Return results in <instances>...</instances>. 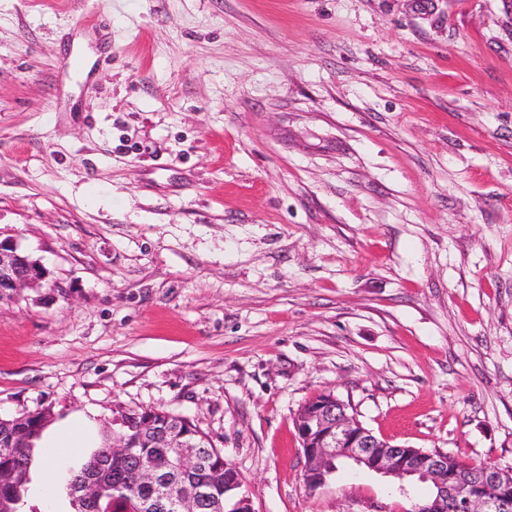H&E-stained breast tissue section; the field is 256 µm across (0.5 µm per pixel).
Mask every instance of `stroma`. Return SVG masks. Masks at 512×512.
I'll list each match as a JSON object with an SVG mask.
<instances>
[{
	"label": "stroma",
	"mask_w": 512,
	"mask_h": 512,
	"mask_svg": "<svg viewBox=\"0 0 512 512\" xmlns=\"http://www.w3.org/2000/svg\"><path fill=\"white\" fill-rule=\"evenodd\" d=\"M0 418L187 417L254 512H407L428 488L295 429L512 469V0H0ZM34 449L70 512L87 448ZM48 271L12 241L0 240V300L12 299L23 288L41 285ZM322 394L321 400L297 414L295 420L305 458L303 477L313 489L324 485L336 471L334 461L343 459L397 480L400 493H405V483L414 478L430 483L435 494L424 506L425 512H447L452 508L448 497L461 496L448 467L461 476L471 467L482 466L464 464L444 452H411L386 440L382 443L333 392Z\"/></svg>",
	"instance_id": "stroma-1"
}]
</instances>
